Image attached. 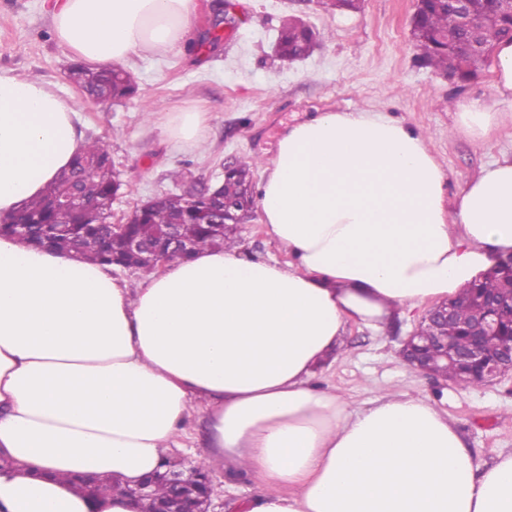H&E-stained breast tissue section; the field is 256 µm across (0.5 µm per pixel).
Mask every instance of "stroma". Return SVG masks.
<instances>
[{"mask_svg": "<svg viewBox=\"0 0 512 512\" xmlns=\"http://www.w3.org/2000/svg\"><path fill=\"white\" fill-rule=\"evenodd\" d=\"M195 32L182 53L136 59L128 72L138 86L130 100L106 107L83 99L69 77L71 59L55 39L44 0H0V68L48 81L65 97L80 101V127L87 138L109 142L112 163L123 182L112 204L122 221L148 198L176 191L169 173L185 170L189 182L215 183L224 162L250 158L253 183L273 156L288 125L317 112L380 110L421 127L430 149L452 174L449 196L501 155H512V99L492 92V68L460 85L423 65L411 40L413 0H362L359 11L327 12L316 0H237L243 21L225 31L215 51L198 54L197 29L210 16L213 0H196ZM302 18L318 34L313 53L288 63L274 54L276 30L288 16ZM489 100L505 122L489 145L449 136L452 99ZM198 107L210 117L211 135L197 149L171 143L159 124ZM242 256L285 262L287 256L267 235L260 212L237 230ZM425 307L396 319L383 331L354 325L349 354L316 379L346 389L356 402L395 387L424 397L448 412L477 462L512 451V376L464 387L420 374L399 357L402 339L421 322Z\"/></svg>", "mask_w": 512, "mask_h": 512, "instance_id": "obj_1", "label": "stroma"}]
</instances>
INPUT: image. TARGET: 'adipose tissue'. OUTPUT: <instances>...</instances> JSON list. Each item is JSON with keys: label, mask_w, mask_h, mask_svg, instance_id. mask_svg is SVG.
<instances>
[{"label": "adipose tissue", "mask_w": 512, "mask_h": 512, "mask_svg": "<svg viewBox=\"0 0 512 512\" xmlns=\"http://www.w3.org/2000/svg\"><path fill=\"white\" fill-rule=\"evenodd\" d=\"M195 0H51L57 42L94 67L176 52ZM77 103L0 69V213L40 195L87 145ZM502 117L462 100L452 131L486 145ZM185 147L207 113L161 125ZM422 133L381 111L288 127L258 205L284 263L204 248L137 284L109 266L0 237V512H142L129 488L185 448L260 491L234 512H512V452L478 464L426 398L357 403L313 383L350 324L376 330L479 280L512 254V156L455 201ZM76 474L118 479L96 496Z\"/></svg>", "instance_id": "ef3b65f1"}]
</instances>
